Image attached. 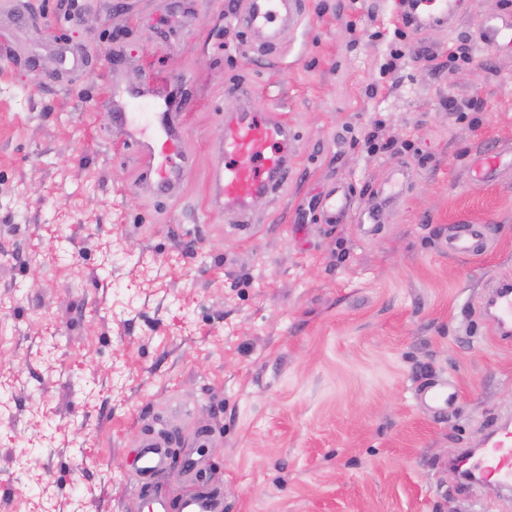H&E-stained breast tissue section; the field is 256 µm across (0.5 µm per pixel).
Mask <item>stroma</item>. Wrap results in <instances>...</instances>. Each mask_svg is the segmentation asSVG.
Wrapping results in <instances>:
<instances>
[{"mask_svg":"<svg viewBox=\"0 0 512 512\" xmlns=\"http://www.w3.org/2000/svg\"><path fill=\"white\" fill-rule=\"evenodd\" d=\"M0 12V512H148L149 428L208 465L224 512H512L449 461L512 419V341L479 312L512 280V47L460 0L408 32L399 0H306L267 53L248 0H16ZM464 46L466 58L448 59ZM163 87L191 167L154 198L112 130L115 89ZM287 122L296 153L239 223L214 199L225 115ZM411 179L373 226L317 198ZM492 248L449 254L454 225ZM457 390L439 411L423 386ZM512 166L506 154L498 151L474 157L469 163V175L475 182H489L500 177L509 166Z\"/></svg>","mask_w":512,"mask_h":512,"instance_id":"1","label":"stroma"}]
</instances>
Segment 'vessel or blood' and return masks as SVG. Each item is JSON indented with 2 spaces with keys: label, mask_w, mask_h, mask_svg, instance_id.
<instances>
[{
  "label": "vessel or blood",
  "mask_w": 512,
  "mask_h": 512,
  "mask_svg": "<svg viewBox=\"0 0 512 512\" xmlns=\"http://www.w3.org/2000/svg\"><path fill=\"white\" fill-rule=\"evenodd\" d=\"M426 12L417 17L418 25L452 22L455 0H419ZM305 10L304 0H251L242 22L262 45H275L282 30L296 27ZM481 39L491 48L512 46V16H491L482 24ZM144 102L155 105L152 122L142 127L135 106ZM112 125L131 149L142 178L149 180L160 196L178 192L187 171L188 153L183 132L178 129L167 95L129 87L112 97ZM224 161L215 170L217 198L225 209L245 215L255 196L275 194L287 180L288 158L294 139L288 125L260 117L254 112H240L224 122ZM512 161L503 152L474 157L469 163L473 181L489 182L500 177ZM323 223L342 224L356 219L361 224L378 221L376 203L363 202L349 187L336 186L319 198ZM486 225L460 224L448 237V251L457 256H477L488 246ZM485 312L500 339L512 338V283L502 282L485 306ZM452 394L447 386L433 384L417 394L420 403L447 407ZM180 437L174 432L143 433L131 452L132 466L140 484V493L148 512H224V499L206 472L178 447ZM463 463L477 481L503 490H512V425L498 426L487 438L484 448L464 454ZM187 471L191 486L176 496H156L150 491L155 477L172 468Z\"/></svg>",
  "instance_id": "b4317fda"
}]
</instances>
